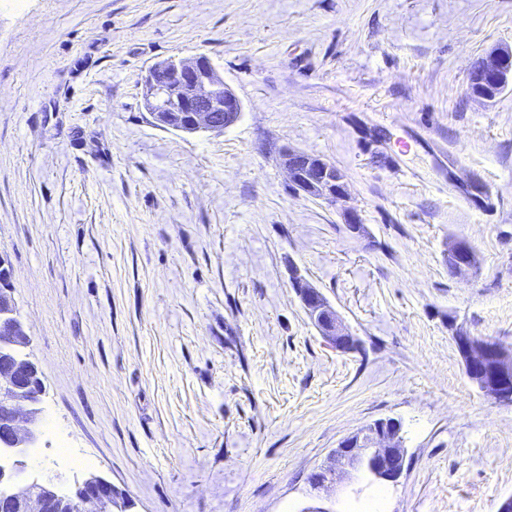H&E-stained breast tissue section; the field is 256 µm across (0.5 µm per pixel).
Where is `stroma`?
<instances>
[{"instance_id": "obj_1", "label": "stroma", "mask_w": 512, "mask_h": 512, "mask_svg": "<svg viewBox=\"0 0 512 512\" xmlns=\"http://www.w3.org/2000/svg\"><path fill=\"white\" fill-rule=\"evenodd\" d=\"M501 46L512 0H0V257L45 386L21 481L300 512L341 439L397 418L402 477L338 483V512H498L512 406L452 336L512 349V86L468 90ZM199 53L239 120L154 126L146 71ZM285 145L345 174L363 234L295 193ZM295 268L357 349L326 344ZM448 259L452 260L454 264L448 260V272L451 275L465 277L474 269L472 262V249L470 243L465 239L454 240L448 245ZM455 269V272H454Z\"/></svg>"}]
</instances>
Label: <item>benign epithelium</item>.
<instances>
[{"label":"benign epithelium","mask_w":512,"mask_h":512,"mask_svg":"<svg viewBox=\"0 0 512 512\" xmlns=\"http://www.w3.org/2000/svg\"><path fill=\"white\" fill-rule=\"evenodd\" d=\"M502 87L512 84V48H501L482 60L469 84ZM143 106L153 124L186 134L208 132L216 135L235 124L242 103L224 83V76L209 57L170 58L153 64L145 77ZM294 189L331 204L345 201L347 182L332 163L317 155L291 147L278 153ZM448 259L455 273L465 277L473 271L472 249L465 239L448 244ZM292 288L320 335L343 350L354 344L336 311L325 296L296 274ZM9 326L11 336L27 335L16 317L11 294L0 293V325ZM464 359L468 378L500 403L512 406V350L496 341L479 340L457 331L453 336ZM33 363L0 364V447L10 448L9 461L0 462V512H57L60 501H68L70 512H127L129 503L118 500L117 491L104 478L91 474L66 498L46 482L30 484L18 480L26 468V449L39 436L42 411L40 394L30 391ZM401 425L393 418L380 419L343 438L330 460L314 471L312 488L327 491L343 478L358 480L368 474L380 481L395 482L403 473L406 450Z\"/></svg>","instance_id":"1"}]
</instances>
